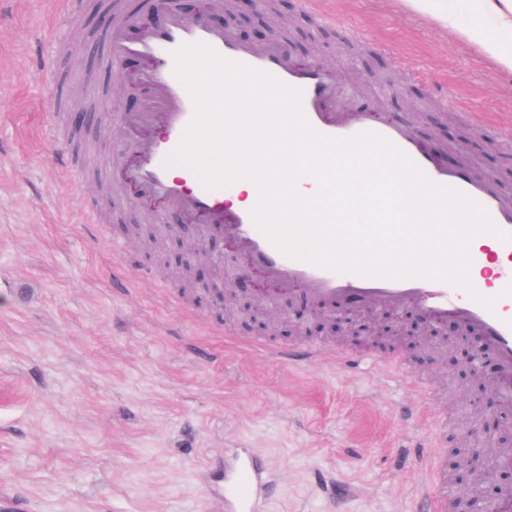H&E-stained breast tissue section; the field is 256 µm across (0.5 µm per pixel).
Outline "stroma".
<instances>
[{"label":"stroma","instance_id":"obj_1","mask_svg":"<svg viewBox=\"0 0 512 512\" xmlns=\"http://www.w3.org/2000/svg\"><path fill=\"white\" fill-rule=\"evenodd\" d=\"M107 0H83L66 24L55 0H0V501L22 512H224L225 460L262 451L278 478L266 512H419L416 490L431 475L397 464L399 449L457 452L481 422L473 401L483 378L447 361L455 338L395 346L431 375L413 388L398 368L344 365L345 336L298 332L306 311L279 295L269 323H246L241 304L181 294L168 277L177 235L153 224L152 249L133 237L135 210L97 174L117 170L130 149L123 117L148 107L141 64L94 62L93 85L65 70L63 50L104 52L94 25ZM435 14L407 0H296L238 7L227 20L245 41L270 34L294 60L334 69L343 98L375 102L456 161L512 184V70L470 41L469 0H437ZM447 11L458 27L436 18ZM368 55L351 47V25ZM49 60L66 86L101 109L92 129L50 130L49 88L34 76ZM82 178L58 166V149ZM124 241V253L111 240ZM315 343L308 364L255 349ZM329 472L344 489L319 488Z\"/></svg>","mask_w":512,"mask_h":512}]
</instances>
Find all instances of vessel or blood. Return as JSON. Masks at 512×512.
I'll use <instances>...</instances> for the list:
<instances>
[{"label":"vessel or blood","instance_id":"b4317fda","mask_svg":"<svg viewBox=\"0 0 512 512\" xmlns=\"http://www.w3.org/2000/svg\"><path fill=\"white\" fill-rule=\"evenodd\" d=\"M148 8L161 13L162 20L140 27L137 39L132 40L128 33L134 15L124 11L119 0L112 5L116 19L109 33L107 63L118 66L128 58L145 60L143 78L158 91L151 109L125 119L137 139L134 162L115 174L121 188L160 198L163 205L155 211L157 218L175 211L196 223L199 244L216 234L234 242L247 259L237 268V278L260 274L289 301L330 312L411 307L431 323L451 321L465 335L481 337L487 360L497 369L489 378L493 393L505 410H512V266L497 268L487 282H474L468 291L437 279L338 273L282 254L255 226L250 207L233 205L223 188L205 187L192 167L176 160L175 151L193 117L194 105L174 74V53L182 45L204 43L228 59L301 89L303 114L324 136L346 139L372 132L387 138L432 182L475 200L500 230L492 239L497 253L510 258L512 190L477 176L466 166L441 163L435 150L411 134L402 121L369 106L343 103L333 74L318 65H297L278 37L259 45L240 41L230 29L185 16L173 0H150ZM482 296L494 299L493 309L479 304ZM269 353L291 363L311 362L318 358L319 348L314 344L275 346ZM276 489L267 459L250 453L224 469V512H264ZM421 496L424 512H450L452 508L447 487L429 484Z\"/></svg>","mask_w":512,"mask_h":512}]
</instances>
